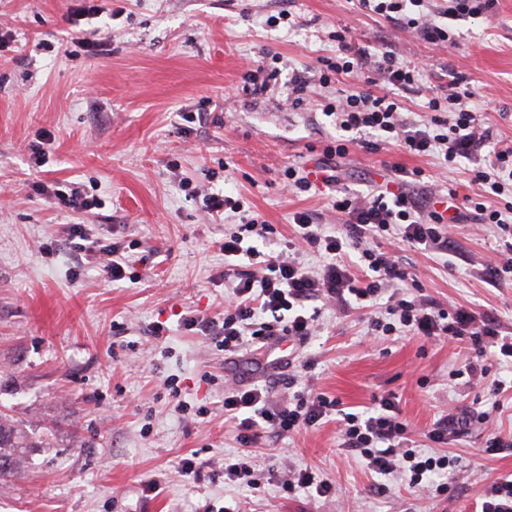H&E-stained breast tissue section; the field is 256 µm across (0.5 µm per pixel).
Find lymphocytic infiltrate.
Masks as SVG:
<instances>
[{
	"mask_svg": "<svg viewBox=\"0 0 512 512\" xmlns=\"http://www.w3.org/2000/svg\"><path fill=\"white\" fill-rule=\"evenodd\" d=\"M431 0H358L360 8L396 22L402 31L422 34L437 49L454 46L455 40L443 18L477 15L484 6L479 0H454L452 6L434 9ZM376 72L383 84L381 92H342L323 107L336 127V139L324 146L320 166L326 187L336 185L331 161L348 154L351 145L371 152L394 144L414 156H436L448 167L464 159H485L475 169L472 180L482 188L484 199L475 203V219L494 225L505 242L499 257L483 261L477 270L486 283H497L503 274H512V200L496 205L506 181H512V145L493 137L491 127L481 122L472 104L473 94L461 89L460 79L449 83L446 93L431 97L428 123L403 119L397 92L412 90L419 72L399 62L388 50H375ZM418 169L398 166L382 184L378 194L363 196L345 191L335 196L331 207L345 218L340 232L327 233L308 213L294 216L295 232L279 252L269 249L275 228L255 215L225 230L218 247L224 254V288L227 302L224 315L184 317L186 329L210 337L225 353L238 352L249 343L269 344L275 339L306 340L315 331L317 314L308 313L311 303L332 305L344 310L358 305H382L383 314L371 318V335H390L398 330L430 340L470 339L478 356L495 360L512 359V336L503 334L499 321L419 294L406 296L394 289L408 282L391 253L382 251L376 240L381 234L399 242L427 250L444 251L449 231L465 219L464 205L456 189L430 197L419 208L407 191L410 180L421 177ZM74 251L106 255L104 272L110 281L125 279L133 263L119 243L106 244L83 224L71 227ZM308 250L323 255L324 264L310 268L295 253ZM367 273L357 277L355 264ZM224 413L237 422V439L242 444L257 441L261 433L284 437L299 429L315 426L335 417L346 451L359 454L369 470L404 476L409 486L430 487L431 474L447 469L448 455L427 456L413 446L407 424L391 398L363 412H346L338 400L324 394L300 392L287 405L271 406L268 388L239 384L224 392Z\"/></svg>",
	"mask_w": 512,
	"mask_h": 512,
	"instance_id": "obj_1",
	"label": "lymphocytic infiltrate"
}]
</instances>
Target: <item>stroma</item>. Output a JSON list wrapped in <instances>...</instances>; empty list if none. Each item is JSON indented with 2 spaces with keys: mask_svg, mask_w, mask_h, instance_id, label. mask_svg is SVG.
<instances>
[{
  "mask_svg": "<svg viewBox=\"0 0 512 512\" xmlns=\"http://www.w3.org/2000/svg\"><path fill=\"white\" fill-rule=\"evenodd\" d=\"M78 0H0V420L26 447L23 464L0 477V512H481L483 490L512 479V363L493 364L488 379H450L476 353L407 333L368 339L372 309H323L319 327L284 349L255 346L227 355L186 330L185 315L222 314V224L182 181L242 198L277 229L293 235L295 213L335 225L327 196L283 189L288 167L318 165L320 146L336 137L324 104L337 90L362 91L369 69L312 86L298 107L287 103L295 74L335 56L337 31L350 46L391 50L420 72L401 93L408 120L431 116L427 103L460 76L476 100L492 102L484 119L512 140V0L480 15L449 19L456 46L435 50L422 35L361 11L352 0H102L111 19L68 20ZM289 18H282V11ZM97 29L101 48L78 42ZM275 69L270 89H254L257 68ZM203 112L205 124L187 122ZM51 137L50 160L32 168L29 145ZM424 172L425 188L456 181L475 195L462 161L448 171L433 156L389 146H350L338 159L342 183L368 193L393 164ZM79 182L102 208L74 212L45 187ZM85 224L139 261L138 281L113 282L102 256L74 261L69 228ZM378 243L416 276L425 295L489 314L512 333V278L490 285L473 270L497 249L496 227L457 225L448 251H424L385 236ZM165 327L162 336L153 324ZM290 364L277 366L281 357ZM338 399L348 412L394 396L418 448L448 411H485L443 446L455 464L435 476L439 495L370 471L345 451L334 421L292 438L266 435L246 447L224 419V390L269 386L288 399L289 380ZM504 384L493 392L491 381ZM178 394H171L170 382ZM191 407L181 415L177 405ZM508 445L490 451L489 432ZM251 461L263 483L253 490L224 478L225 457ZM193 459L197 475L179 476ZM328 479V496L286 492L290 471ZM157 491H147L148 483Z\"/></svg>",
  "mask_w": 512,
  "mask_h": 512,
  "instance_id": "35a3bbf8",
  "label": "stroma"
}]
</instances>
